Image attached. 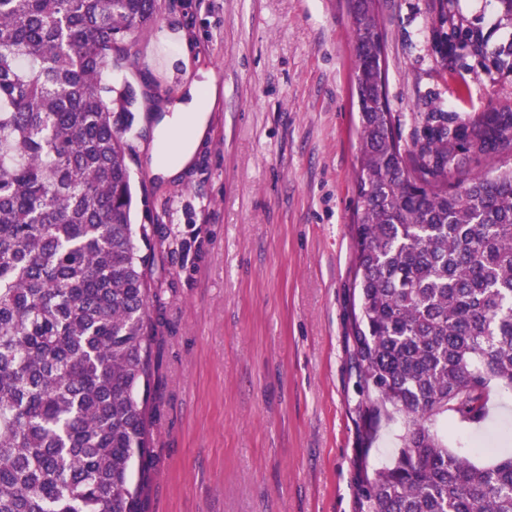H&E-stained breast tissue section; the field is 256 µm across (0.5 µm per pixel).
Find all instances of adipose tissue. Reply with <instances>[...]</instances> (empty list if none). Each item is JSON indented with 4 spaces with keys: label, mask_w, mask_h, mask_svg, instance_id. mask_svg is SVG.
Masks as SVG:
<instances>
[{
    "label": "adipose tissue",
    "mask_w": 512,
    "mask_h": 512,
    "mask_svg": "<svg viewBox=\"0 0 512 512\" xmlns=\"http://www.w3.org/2000/svg\"><path fill=\"white\" fill-rule=\"evenodd\" d=\"M217 93L212 77H204L191 87L187 99L158 121L161 148L152 155L151 167L164 176H176L191 161L204 137L208 114Z\"/></svg>",
    "instance_id": "obj_1"
}]
</instances>
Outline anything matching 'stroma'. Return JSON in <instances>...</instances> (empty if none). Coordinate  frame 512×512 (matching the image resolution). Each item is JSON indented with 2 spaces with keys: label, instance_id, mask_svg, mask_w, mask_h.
<instances>
[{
  "label": "stroma",
  "instance_id": "obj_1",
  "mask_svg": "<svg viewBox=\"0 0 512 512\" xmlns=\"http://www.w3.org/2000/svg\"><path fill=\"white\" fill-rule=\"evenodd\" d=\"M512 44L499 0H459ZM386 93L403 143L431 112L512 107V74L473 59L439 70L427 0H380ZM347 0H157L155 21L113 56L130 86L125 133L135 224L152 229L155 324L151 512H359V479L389 465L404 432L372 448L355 425L349 356L359 117ZM218 96L191 164L150 167L155 125L203 74ZM478 425L450 449L496 435L512 451V388L492 384Z\"/></svg>",
  "mask_w": 512,
  "mask_h": 512
}]
</instances>
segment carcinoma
<instances>
[{
    "instance_id": "1",
    "label": "carcinoma",
    "mask_w": 512,
    "mask_h": 512,
    "mask_svg": "<svg viewBox=\"0 0 512 512\" xmlns=\"http://www.w3.org/2000/svg\"><path fill=\"white\" fill-rule=\"evenodd\" d=\"M380 0H348L359 112L350 315L362 439L405 430L360 512H512V455L480 466L441 418L479 420L512 386V110L431 112L401 144L380 85ZM440 69L512 72V45L428 0ZM156 0H0V512H149L153 256L134 227L133 94L103 72Z\"/></svg>"
}]
</instances>
